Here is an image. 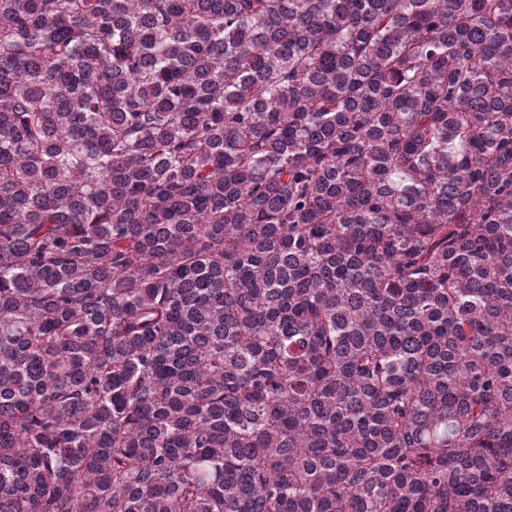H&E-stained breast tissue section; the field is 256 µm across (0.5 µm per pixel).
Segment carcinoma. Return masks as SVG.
<instances>
[{
  "label": "carcinoma",
  "instance_id": "1",
  "mask_svg": "<svg viewBox=\"0 0 512 512\" xmlns=\"http://www.w3.org/2000/svg\"><path fill=\"white\" fill-rule=\"evenodd\" d=\"M0 512H512V0H0Z\"/></svg>",
  "mask_w": 512,
  "mask_h": 512
}]
</instances>
